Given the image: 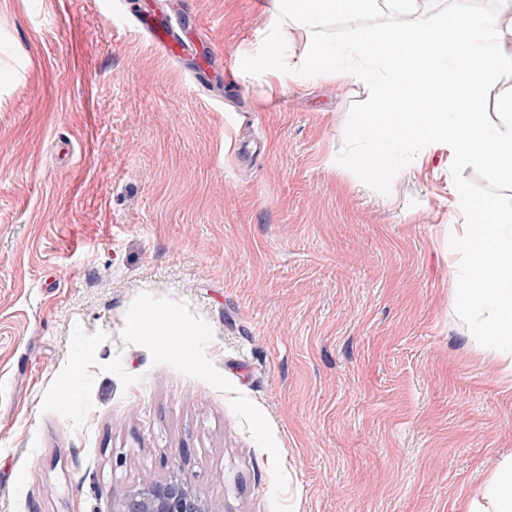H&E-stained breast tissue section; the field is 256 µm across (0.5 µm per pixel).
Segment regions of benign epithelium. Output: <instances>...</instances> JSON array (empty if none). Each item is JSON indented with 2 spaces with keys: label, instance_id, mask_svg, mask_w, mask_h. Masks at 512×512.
<instances>
[{
  "label": "benign epithelium",
  "instance_id": "obj_1",
  "mask_svg": "<svg viewBox=\"0 0 512 512\" xmlns=\"http://www.w3.org/2000/svg\"><path fill=\"white\" fill-rule=\"evenodd\" d=\"M123 512H210L207 502L193 489L191 480L173 475L131 490Z\"/></svg>",
  "mask_w": 512,
  "mask_h": 512
}]
</instances>
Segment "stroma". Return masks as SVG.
I'll return each mask as SVG.
<instances>
[{
  "label": "stroma",
  "mask_w": 512,
  "mask_h": 512,
  "mask_svg": "<svg viewBox=\"0 0 512 512\" xmlns=\"http://www.w3.org/2000/svg\"><path fill=\"white\" fill-rule=\"evenodd\" d=\"M0 0V512H454L512 453V373L448 304L438 160L371 181L363 84L269 91L268 0ZM159 313L169 335L129 321ZM135 16V27L144 29L152 44L170 57H180L192 50V42L187 32L181 29L174 17H163L158 10L157 1ZM124 508L123 512H210L191 480L183 475L134 488L126 497Z\"/></svg>",
  "instance_id": "1"
}]
</instances>
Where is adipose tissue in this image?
Wrapping results in <instances>:
<instances>
[{"label": "adipose tissue", "instance_id": "obj_1", "mask_svg": "<svg viewBox=\"0 0 512 512\" xmlns=\"http://www.w3.org/2000/svg\"><path fill=\"white\" fill-rule=\"evenodd\" d=\"M384 8L388 21L356 30L347 47L363 66L339 63L320 38L323 27ZM268 12L275 43H292L299 33L306 42L299 57L268 70L269 90L301 76L375 89L359 124L374 148L337 157V168L373 173L393 139H417L421 163L446 155L456 175L448 188L455 212L448 239L468 244L448 265V302L481 359L512 370V203L478 204L465 179L471 171L491 183L512 179V95L500 100L496 123L484 112L487 84L512 69V0L495 12L453 9L441 16L423 10L420 0H270ZM457 512H512V454L470 487Z\"/></svg>", "mask_w": 512, "mask_h": 512}]
</instances>
